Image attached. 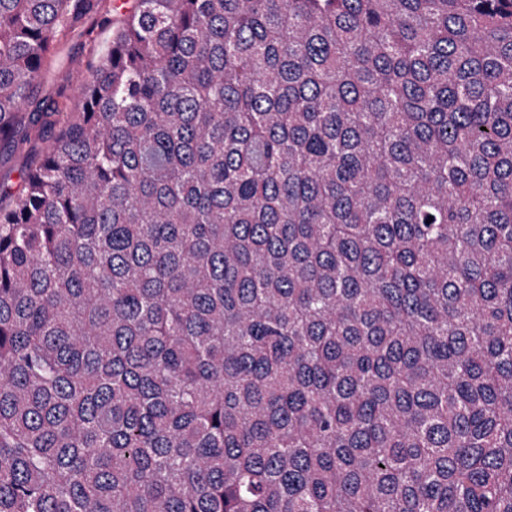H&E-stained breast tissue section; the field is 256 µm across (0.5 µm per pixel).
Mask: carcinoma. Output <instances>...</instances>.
I'll list each match as a JSON object with an SVG mask.
<instances>
[{
  "mask_svg": "<svg viewBox=\"0 0 512 512\" xmlns=\"http://www.w3.org/2000/svg\"><path fill=\"white\" fill-rule=\"evenodd\" d=\"M101 0H0V142ZM0 208V512H512V0H138Z\"/></svg>",
  "mask_w": 512,
  "mask_h": 512,
  "instance_id": "1",
  "label": "carcinoma"
}]
</instances>
